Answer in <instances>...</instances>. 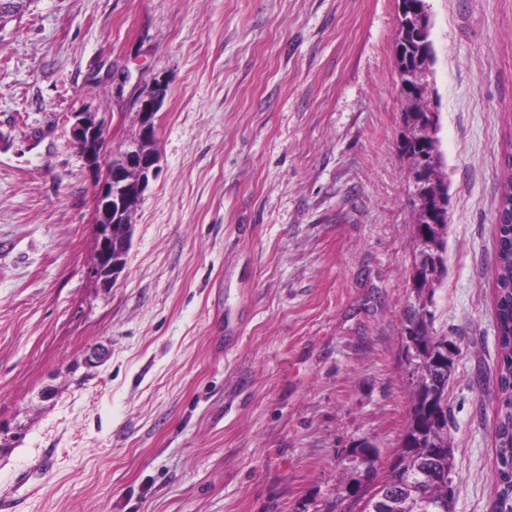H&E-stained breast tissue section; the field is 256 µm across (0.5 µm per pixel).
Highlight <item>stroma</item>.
Here are the masks:
<instances>
[{
  "label": "stroma",
  "instance_id": "stroma-1",
  "mask_svg": "<svg viewBox=\"0 0 512 512\" xmlns=\"http://www.w3.org/2000/svg\"><path fill=\"white\" fill-rule=\"evenodd\" d=\"M424 3L448 235L423 291L399 0H25L0 29V500L361 512V446L382 474L402 448L421 307L452 361L453 512H492L512 0ZM158 80L160 170L104 288L72 115L118 150Z\"/></svg>",
  "mask_w": 512,
  "mask_h": 512
}]
</instances>
